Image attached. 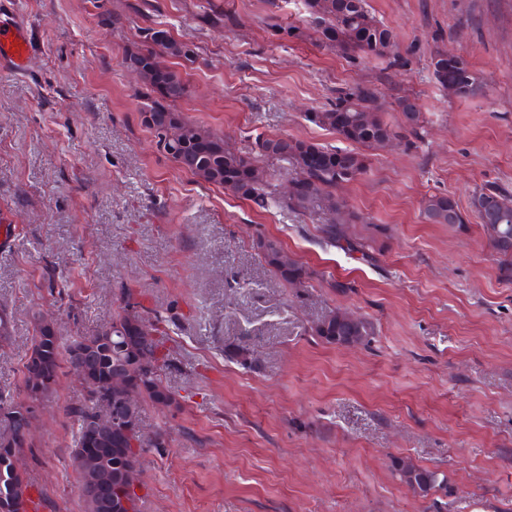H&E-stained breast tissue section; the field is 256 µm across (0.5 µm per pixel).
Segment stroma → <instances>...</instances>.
I'll return each mask as SVG.
<instances>
[{
	"mask_svg": "<svg viewBox=\"0 0 512 512\" xmlns=\"http://www.w3.org/2000/svg\"><path fill=\"white\" fill-rule=\"evenodd\" d=\"M368 4L408 67L315 46L304 0H11L35 52L24 72L0 68V227L14 230L0 247V393L17 392L38 321L65 340L95 333L133 288L167 319L176 398L144 407L145 436L165 428L170 445L142 461L141 512H512V280L468 212L480 186L512 192V0ZM272 22L299 34L274 40ZM146 27L194 45L175 65V110L238 149L259 135L347 148L307 119L340 87L376 85L391 123L399 99L416 101L420 137L367 150V172L335 190L369 260L322 244L320 204L258 208L157 147L123 62ZM439 51L464 57L483 92L442 88ZM435 194L466 224L430 223ZM261 239L311 269L304 287L270 271ZM51 270L64 293L45 288ZM337 309L371 322L367 342L312 335ZM239 347L247 364L226 354ZM82 400L61 376L38 415L39 512H84L65 413ZM396 457L447 475L448 492L414 494Z\"/></svg>",
	"mask_w": 512,
	"mask_h": 512,
	"instance_id": "obj_1",
	"label": "stroma"
}]
</instances>
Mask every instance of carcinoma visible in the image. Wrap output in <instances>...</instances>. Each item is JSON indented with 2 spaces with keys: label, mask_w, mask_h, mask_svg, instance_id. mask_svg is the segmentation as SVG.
Returning <instances> with one entry per match:
<instances>
[{
  "label": "carcinoma",
  "mask_w": 512,
  "mask_h": 512,
  "mask_svg": "<svg viewBox=\"0 0 512 512\" xmlns=\"http://www.w3.org/2000/svg\"><path fill=\"white\" fill-rule=\"evenodd\" d=\"M306 11L319 46L336 50L352 60H383L387 67H405L409 58L393 53L392 30L380 23L367 9L366 0H305ZM141 45L127 51L125 63L138 71L146 87L141 112L152 115L151 132L159 136L162 127L178 126L180 142L165 151L184 169L204 181L223 187L239 198L265 207L276 200L267 170L259 158L284 161L296 170L293 190L279 203L293 211H303L320 199L337 220L323 227L325 244L343 240L352 250L364 244L349 238L344 225L353 216L331 190L355 180L367 170L368 158L355 150L326 149L309 141L290 137H259L249 152L235 151L224 144V137L182 120L170 103L182 98L186 84L182 76L166 63L168 58H189L191 49L174 39L165 29H142ZM435 79L458 97L466 98L481 90L479 77L461 56L438 51L432 57ZM402 122L393 127L381 116L376 87L358 84L337 92L336 101L324 110L308 116L310 122L335 132L353 144L369 149L381 147L405 132L418 136L421 112L410 99L398 100ZM470 208L480 220L490 245L498 257L499 270L512 277V193L497 185L476 189ZM428 221L437 224H464L466 216L458 203L447 195H432L424 202ZM266 264L285 282L300 285L312 272L272 241L259 243ZM121 311L110 329L92 336H74L62 340L54 327L38 324L30 354L21 370L19 394H0V512H29L33 501L30 483L19 466L20 457L31 446L22 433V412L57 392L63 369L72 374L83 369L81 384L86 389L82 403L66 407V415L78 425V443L91 447L89 454L102 459L112 482L102 488V495L120 501L119 493L138 501L135 489L127 483L128 470L150 451L163 452L169 446L167 432L158 429L147 438L136 432L131 436L114 428L115 414L131 413L142 420V403H166L173 393L160 375V355L165 319L142 309L133 294L120 291ZM313 335L329 344H358L372 334L365 319L350 322L340 311L331 312L312 327ZM400 481L413 491L427 496L448 491V478L437 471L415 465L402 458L393 460Z\"/></svg>",
  "instance_id": "1"
}]
</instances>
